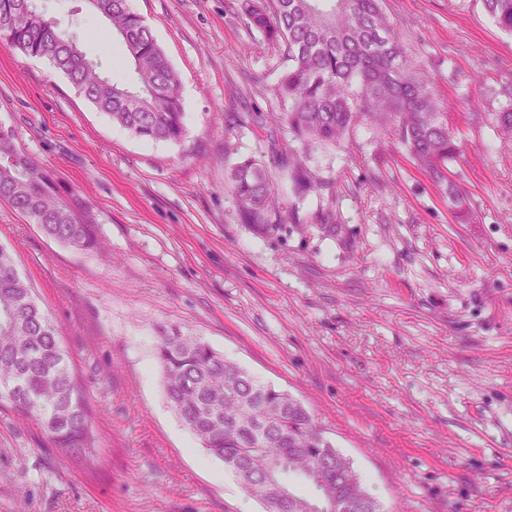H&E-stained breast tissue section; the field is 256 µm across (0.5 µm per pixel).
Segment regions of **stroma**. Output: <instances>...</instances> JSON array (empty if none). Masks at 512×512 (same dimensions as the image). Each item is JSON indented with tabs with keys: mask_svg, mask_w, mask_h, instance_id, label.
Here are the masks:
<instances>
[{
	"mask_svg": "<svg viewBox=\"0 0 512 512\" xmlns=\"http://www.w3.org/2000/svg\"><path fill=\"white\" fill-rule=\"evenodd\" d=\"M113 82L123 43L86 0H37ZM181 83L186 135L148 142L112 123L44 60L0 45V121L18 150L83 198L98 249L78 253L0 201V244L59 326L85 392L93 455L63 456L0 399V512H264L167 400L170 329L288 392L383 512H512V34L482 0H385L403 61L448 108L460 219L386 131L358 126L307 164L329 190L281 210L336 213L335 236L263 233L224 187L264 160L288 66L240 0H130Z\"/></svg>",
	"mask_w": 512,
	"mask_h": 512,
	"instance_id": "35a3bbf8",
	"label": "stroma"
}]
</instances>
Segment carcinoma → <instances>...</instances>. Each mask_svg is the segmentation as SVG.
Instances as JSON below:
<instances>
[{
	"label": "carcinoma",
	"mask_w": 512,
	"mask_h": 512,
	"mask_svg": "<svg viewBox=\"0 0 512 512\" xmlns=\"http://www.w3.org/2000/svg\"><path fill=\"white\" fill-rule=\"evenodd\" d=\"M29 0H0V26L9 27L7 48L47 60L74 89L112 122L147 141L180 142L185 112L179 78L150 26L128 0H95L89 7L106 18L124 44L134 72L130 84L104 76L79 49L74 37L35 18ZM384 0H242L248 23L285 45L288 69L277 82L283 112L271 126L269 163L245 159L225 174L243 215L264 233L278 229L282 215L271 206L285 183L297 194L322 192L328 183L302 163L298 151L281 142V127L304 148L329 147L365 119L389 128L408 155L438 183L446 185L448 206L469 216V200L448 179L446 163L459 145L443 121L445 109L426 83L406 70L404 34L389 21ZM494 24L512 33V0H483ZM16 150L0 125V200L36 224L50 238L76 252L98 247L95 218L81 203L66 201L48 172L28 156L21 171L3 155ZM277 170L280 177L272 176ZM288 222L316 225L336 236L329 209L309 216L293 208ZM158 359L166 396L210 455L235 473L250 474L248 492L266 509L288 504V512H338L336 498L382 512L350 461L339 453L309 412L284 391L260 383L207 343L174 330L162 337ZM19 377L28 393L17 404L38 418L54 447L83 460L93 436L85 399L70 367L59 330L23 279L12 254L0 245V379ZM269 427L258 429V418ZM276 468L313 488L310 494L272 479Z\"/></svg>",
	"instance_id": "obj_1"
}]
</instances>
